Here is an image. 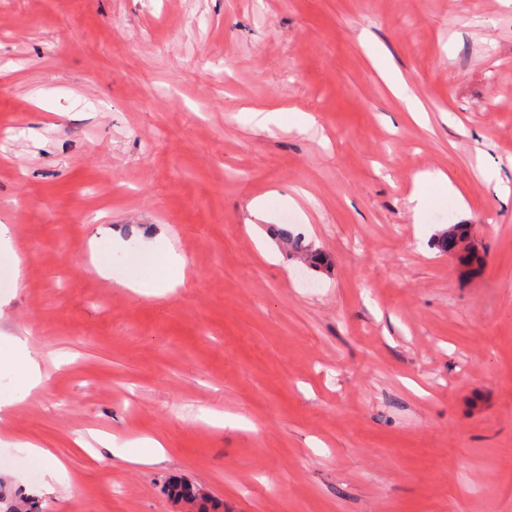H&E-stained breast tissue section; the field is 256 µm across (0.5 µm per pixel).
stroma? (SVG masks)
<instances>
[{
	"label": "stroma",
	"mask_w": 512,
	"mask_h": 512,
	"mask_svg": "<svg viewBox=\"0 0 512 512\" xmlns=\"http://www.w3.org/2000/svg\"><path fill=\"white\" fill-rule=\"evenodd\" d=\"M253 109L316 124L262 129ZM438 171L467 208L415 220L414 177ZM498 181L512 0H0V224L24 259L0 332L44 377L0 426V464L28 440L67 467L49 493L36 469L9 485L41 512H187L174 478L223 512H512ZM449 224L471 225L478 271L435 246ZM144 226L186 260L175 291L115 283L134 268L113 231ZM92 431L112 446L77 449ZM148 438L161 461L118 455ZM377 66L380 71L387 76L390 80L394 93L404 102L406 109L412 116L421 114L423 111L422 107L415 103L414 100L404 94L402 87L403 83L400 78L396 75V68L394 67L391 58L386 53H379L377 56ZM277 236L283 244L290 246L297 254H304L303 258L307 262L305 264L310 269L317 270L325 265L327 260L324 254L317 249L303 246L288 228H280L277 232Z\"/></svg>",
	"instance_id": "stroma-1"
}]
</instances>
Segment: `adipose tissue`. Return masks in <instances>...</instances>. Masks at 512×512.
Masks as SVG:
<instances>
[{
  "label": "adipose tissue",
  "instance_id": "adipose-tissue-1",
  "mask_svg": "<svg viewBox=\"0 0 512 512\" xmlns=\"http://www.w3.org/2000/svg\"><path fill=\"white\" fill-rule=\"evenodd\" d=\"M135 264L149 272L150 277L140 280L129 277L123 287L140 294H162L174 290L185 282V260L173 247H155L153 243L136 241L132 245ZM0 357L14 365L18 371L16 384L0 389V423H7L12 409L23 402L42 384L38 363L31 357L27 341L15 335L0 336Z\"/></svg>",
  "mask_w": 512,
  "mask_h": 512
}]
</instances>
